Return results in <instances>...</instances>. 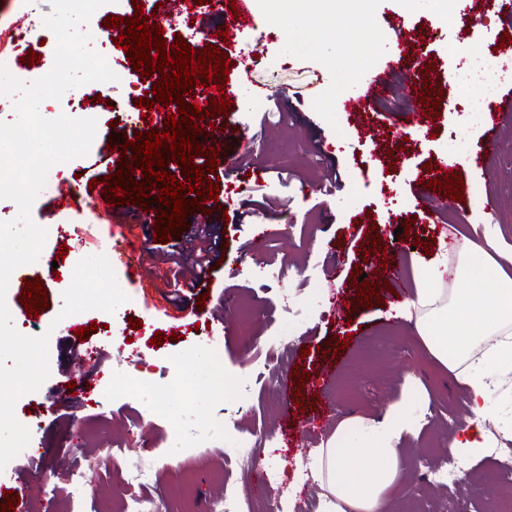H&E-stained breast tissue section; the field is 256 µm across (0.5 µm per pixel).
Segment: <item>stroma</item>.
I'll return each instance as SVG.
<instances>
[{"instance_id": "obj_1", "label": "stroma", "mask_w": 512, "mask_h": 512, "mask_svg": "<svg viewBox=\"0 0 512 512\" xmlns=\"http://www.w3.org/2000/svg\"><path fill=\"white\" fill-rule=\"evenodd\" d=\"M316 0H252L251 10L264 24V43L255 45L243 33L222 44L230 57L231 71L225 91L231 102L220 129L203 137L204 145H220L215 173L220 178L219 197L208 203V220L216 224L224 243L221 263L210 280L208 297L188 292L181 303H173L167 282L169 265L164 255L169 245L189 247L187 228L173 230L169 243L155 241L153 231L160 213L156 196L148 207L136 204H107L101 189H90L91 179L108 175L112 151L107 144L117 135L149 132L155 116H144L134 101L144 86L123 49L113 48L117 67L125 73L120 85L94 82L65 92L61 99L43 102L40 112L53 119L60 114H91L96 135L87 155L69 161L62 173L64 183L80 187L85 198L70 209L57 207L55 194L34 200L30 216L37 225L48 226L43 255L64 252L60 275L49 279L44 267L23 265L12 274L6 304L13 317L27 327L42 329L56 325L49 340V377L39 396L23 395L14 414L31 434L27 450L5 467L8 485L37 486L43 512H101L112 504L114 491L128 488L129 476L138 466L157 468L154 486L142 489L143 498L160 496L170 485L185 486L186 494L165 501L166 512H207L209 504L224 495L226 485H235L242 497L252 501L255 512H273L283 492L295 489L293 512H316L319 487L314 482L295 486L300 465L307 453L292 456L279 448L257 449V463L267 476L258 484L255 475L242 471L233 460L204 448L184 447L180 438L167 433L162 422H154L149 439H142L141 420L154 403L153 388L165 374L175 373L181 360L200 352L211 353L219 341L222 353L212 362L224 377L247 386L248 395L225 391L215 397L208 371L194 376L189 398H170L172 415L185 429L200 421H222L235 416L244 432L262 431L304 438L308 450L321 447L336 430L338 411L380 414L397 400L406 376H413V396L425 407L426 423L418 439L405 444L402 457L406 476L388 501L385 512H421L426 505L460 498L468 512H496L491 493L490 461L469 459L474 476L461 480L454 491L430 483L424 476L426 464L437 452L446 450L451 431L449 418L465 419L470 414V397L455 382L452 372L436 365L422 343L411 335L405 322L394 319L388 308L392 294L380 289L381 303L357 304L351 281L356 271L389 259L391 265L414 266L428 259L423 245L439 242L448 232V219L481 229L500 225L512 239V110L505 112L494 143L484 137V123H473L467 104L456 100L458 57L455 47L473 43L490 69L507 68L512 62L497 52L502 36L511 28L503 25L493 0L480 6L466 4L458 18L447 22L436 16V0H339L340 19H328L323 28L307 19ZM50 0H0V50L11 56H41L38 67L14 68L17 78L31 82L47 74L54 64L56 37L51 30L35 26L37 16L50 15ZM27 18L34 27L30 47L17 43L16 23ZM409 20L430 64L428 78L444 100L456 108L424 127L410 130L404 148L391 146L388 138L378 141L358 136L343 109L333 108L334 62L350 55L356 75L351 93L365 92L385 61L396 54L399 40L394 24ZM344 23L368 45L365 53L349 54L344 39L333 37L337 23ZM98 94L96 108L88 97ZM233 128L236 140L225 139L224 128ZM466 139L470 153H482L484 168L450 169L442 161L454 140ZM240 166H264L268 173L259 183L237 179ZM461 176L464 200L453 201L442 192H431L433 202L445 205L447 220L426 223L414 196L427 175L449 172ZM117 215L125 232L146 239L153 253L148 274L133 282L125 266L114 265L121 289L135 296L137 308L118 307L115 312L89 311L84 323H96L91 344L99 353L100 378L123 368V358L139 351L142 364L136 393H106L95 408L74 406L47 408L45 393L51 392L72 374L87 344L79 342L66 323L57 322L62 294L69 286L73 262L109 246V227L99 213ZM265 225L257 233V225ZM409 226V236L420 239L421 247L399 255L392 229ZM382 245L385 255L372 253ZM287 264L302 269V277L271 278L269 268ZM43 278L48 306L38 318H27L21 294L25 282ZM204 305H197V298ZM246 307L258 317L251 336H241L237 315ZM142 320L141 328L130 325ZM179 326L181 337L154 344L156 332ZM348 337L346 349L334 351L333 337ZM310 355H303V348ZM334 380H327L328 370ZM306 381H298V374ZM304 409H297L296 398ZM85 424L90 438L82 443L71 437V428ZM109 431L110 459L98 471L85 473L84 459L101 450L97 437ZM56 479L44 480L46 470ZM63 472L89 477L92 491L76 494L60 480Z\"/></svg>"}]
</instances>
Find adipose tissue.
I'll return each mask as SVG.
<instances>
[{
    "mask_svg": "<svg viewBox=\"0 0 512 512\" xmlns=\"http://www.w3.org/2000/svg\"><path fill=\"white\" fill-rule=\"evenodd\" d=\"M512 244L498 225L481 239L458 234L415 269L412 297L396 308L411 323L429 355L453 372L471 395V417L456 427L448 446L460 457L487 453L493 437L486 396L505 371H512ZM426 419L409 393L385 415H356L339 423L307 468L320 488L318 512H382L389 491L402 480L400 446L417 437Z\"/></svg>",
    "mask_w": 512,
    "mask_h": 512,
    "instance_id": "adipose-tissue-1",
    "label": "adipose tissue"
}]
</instances>
